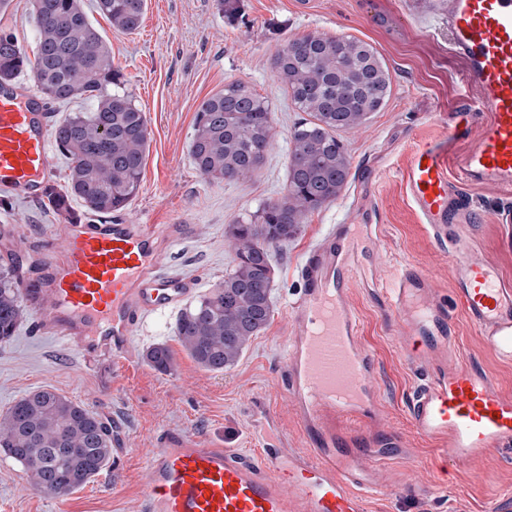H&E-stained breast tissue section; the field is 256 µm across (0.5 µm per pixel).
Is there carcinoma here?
I'll return each instance as SVG.
<instances>
[{"label": "carcinoma", "instance_id": "cac0c4a2", "mask_svg": "<svg viewBox=\"0 0 512 512\" xmlns=\"http://www.w3.org/2000/svg\"><path fill=\"white\" fill-rule=\"evenodd\" d=\"M146 0H93L112 27L127 33L142 21ZM37 27L33 55L11 33L0 32V81L29 76L51 102L95 100L91 112H74L53 128L69 162L61 207L80 201L94 215H110L136 195L149 131L145 113L131 100L104 37L92 25L85 0H32ZM277 78L296 108L313 121L292 134L287 193L232 225L235 259L224 280L181 314L176 336L201 367L221 372L236 365L251 340L270 323L271 250L300 230L305 216L336 199L350 162L335 132L378 111L391 78L373 48L359 40L309 33L287 42L275 59ZM269 105L246 82L234 81L197 110L190 155L208 178L235 180L254 174L272 145ZM22 319L13 274L0 273V341ZM161 372L173 371L170 350L146 355ZM0 455L19 464L29 483L58 496L89 484L112 457V432L99 415L43 388L0 414Z\"/></svg>", "mask_w": 512, "mask_h": 512}]
</instances>
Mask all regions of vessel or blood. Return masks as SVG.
Here are the masks:
<instances>
[{"mask_svg": "<svg viewBox=\"0 0 512 512\" xmlns=\"http://www.w3.org/2000/svg\"><path fill=\"white\" fill-rule=\"evenodd\" d=\"M451 46L466 65L475 98H463L442 137L410 154L403 183L425 228L453 260L454 297L438 301L427 274L404 270L378 294L400 321L408 365L422 374L408 414L415 431L439 441L444 467H470L493 448L512 447V397L460 353L448 324L457 309L494 356L512 363V283L475 258L474 219L460 189L512 187V0H444ZM488 120L474 136L469 116ZM53 112L25 84L0 85V190L29 200L50 187ZM183 224L101 221L78 215L59 225L60 250L22 278L38 328L92 363L104 388L136 363L135 329L177 307L196 287L168 269L166 249ZM379 241L375 224H336L305 254L290 312L282 383L294 400L308 447L287 448L271 409H263V450L238 449L163 431L148 466L142 512H366L377 483L360 457L380 459L391 436L357 440L340 424H381L378 360L361 342L360 315L347 293L367 274Z\"/></svg>", "mask_w": 512, "mask_h": 512, "instance_id": "obj_1", "label": "vessel or blood"}]
</instances>
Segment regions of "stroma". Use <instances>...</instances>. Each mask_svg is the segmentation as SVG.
<instances>
[{
	"mask_svg": "<svg viewBox=\"0 0 512 512\" xmlns=\"http://www.w3.org/2000/svg\"><path fill=\"white\" fill-rule=\"evenodd\" d=\"M30 2L11 0L0 11V31L12 32L28 52L37 38ZM90 18L110 45L112 64L145 113L150 132L141 185L125 212L147 224L192 225L171 247L169 268L198 274L199 294L234 266L233 222L285 193L291 135L306 115L275 75L279 49L311 32L361 40L388 67L391 92L380 111L340 131L350 160L348 182L334 201L309 214L294 238L273 249V317L234 367L203 369L178 342L177 321L196 296L149 317L135 331L132 343L140 359L108 391L78 354L40 338L37 315L25 312L15 335L0 341V413L26 393L49 386L109 422L122 446L115 451V471H104L66 496L33 488L19 465L0 457V512H140L148 461L161 430L221 439L252 457L259 401L271 405L289 447H304L297 408L280 374L289 307L299 289L297 268L329 225L362 223L369 209L377 208L382 237L368 257L372 269L390 279L403 268H419L442 297H450L453 288L448 250L424 229L401 178L412 149L443 134L449 113L468 92L465 65L450 50L439 0H234L225 11L217 0H147L132 33L113 28L99 13ZM237 80L267 98L275 139L254 175L212 180L192 164L194 118L204 100ZM468 200L480 255L512 282V190L473 188ZM84 212L76 200L61 210L47 198L37 202L0 193V267L41 258L55 248L53 234L65 214ZM18 230L24 235L19 257L9 250ZM349 298L360 313L361 340L379 360L376 386L386 429L409 449L408 455L379 464V487L366 502L367 512H486L495 498L512 494V449L490 450L474 467L444 475L437 441L420 437L410 423L408 401L421 376L406 366L396 327L361 285H353ZM449 318L462 356L512 396V365L497 362L461 313L450 311ZM157 345L172 351L173 372L147 362V350Z\"/></svg>",
	"mask_w": 512,
	"mask_h": 512,
	"instance_id": "stroma-1",
	"label": "stroma"
}]
</instances>
